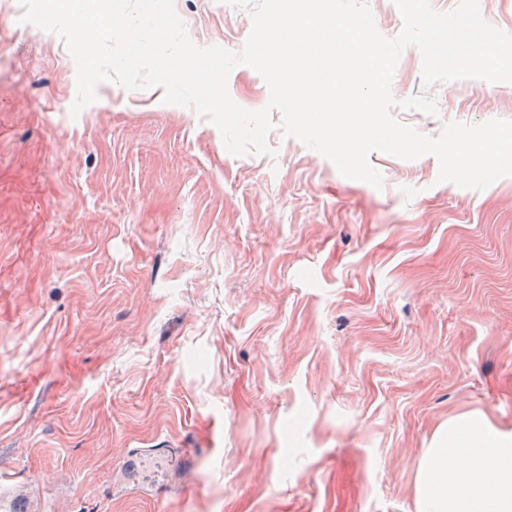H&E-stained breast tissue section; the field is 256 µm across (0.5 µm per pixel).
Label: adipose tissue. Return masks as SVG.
I'll list each match as a JSON object with an SVG mask.
<instances>
[{
  "instance_id": "1",
  "label": "adipose tissue",
  "mask_w": 512,
  "mask_h": 512,
  "mask_svg": "<svg viewBox=\"0 0 512 512\" xmlns=\"http://www.w3.org/2000/svg\"><path fill=\"white\" fill-rule=\"evenodd\" d=\"M418 512H512V432L465 414L433 437L419 463Z\"/></svg>"
}]
</instances>
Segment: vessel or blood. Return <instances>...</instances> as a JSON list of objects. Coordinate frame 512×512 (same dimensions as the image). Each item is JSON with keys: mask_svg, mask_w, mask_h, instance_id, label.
Returning <instances> with one entry per match:
<instances>
[{"mask_svg": "<svg viewBox=\"0 0 512 512\" xmlns=\"http://www.w3.org/2000/svg\"><path fill=\"white\" fill-rule=\"evenodd\" d=\"M175 459L187 469L194 464L195 455L188 448H157L148 453L129 450L112 485L113 497H124L131 487L149 495L169 492L172 488L169 465ZM0 512H39L31 487L17 485L1 489Z\"/></svg>", "mask_w": 512, "mask_h": 512, "instance_id": "vessel-or-blood-1", "label": "vessel or blood"}]
</instances>
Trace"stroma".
I'll use <instances>...</instances> for the list:
<instances>
[{
    "instance_id": "35a3bbf8",
    "label": "stroma",
    "mask_w": 512,
    "mask_h": 512,
    "mask_svg": "<svg viewBox=\"0 0 512 512\" xmlns=\"http://www.w3.org/2000/svg\"><path fill=\"white\" fill-rule=\"evenodd\" d=\"M198 46L240 51L226 0H174ZM0 0V483L44 512H417L422 451L448 420L512 431V176L438 182L373 153L382 188L273 130L236 157L162 89L101 83L78 117L65 42ZM228 91L256 111L252 68ZM392 93L448 122L512 121V84ZM196 449L178 492L111 494L127 450Z\"/></svg>"
}]
</instances>
